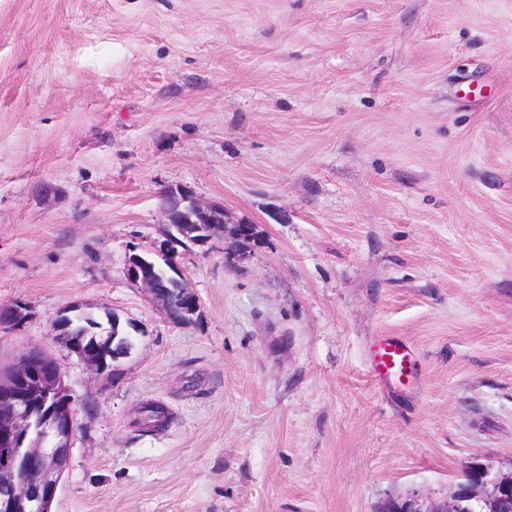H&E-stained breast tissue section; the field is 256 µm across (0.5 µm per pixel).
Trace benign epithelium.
I'll return each mask as SVG.
<instances>
[{"mask_svg":"<svg viewBox=\"0 0 512 512\" xmlns=\"http://www.w3.org/2000/svg\"><path fill=\"white\" fill-rule=\"evenodd\" d=\"M168 226L163 246L143 249L128 258V279L143 288L177 324H190L202 315L198 296L188 287L180 265L181 242L199 245L224 229V207L202 203L184 188L161 196ZM255 233L245 222L233 225L231 237L237 256L243 242ZM63 310L52 323L54 335L96 374L113 373L96 352L72 337L69 314ZM26 317L20 304L0 305V328H15ZM11 410L0 413V512H51L67 469L75 430L73 400L59 363L38 348L21 353L7 368L0 367V403ZM379 512H512V463L504 470L474 462L455 482L442 502L423 504L416 497L389 502Z\"/></svg>","mask_w":512,"mask_h":512,"instance_id":"obj_1","label":"benign epithelium"}]
</instances>
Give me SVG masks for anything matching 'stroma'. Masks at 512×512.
I'll use <instances>...</instances> for the list:
<instances>
[{
	"mask_svg": "<svg viewBox=\"0 0 512 512\" xmlns=\"http://www.w3.org/2000/svg\"><path fill=\"white\" fill-rule=\"evenodd\" d=\"M175 187L257 232L184 252L185 326L126 276ZM15 303L0 362L41 347L74 398L53 512H377L508 466L512 0H0ZM76 303L134 325L113 376L52 336ZM414 351L390 336H378L371 345V372L376 381H402L414 369Z\"/></svg>",
	"mask_w": 512,
	"mask_h": 512,
	"instance_id": "obj_1",
	"label": "stroma"
}]
</instances>
